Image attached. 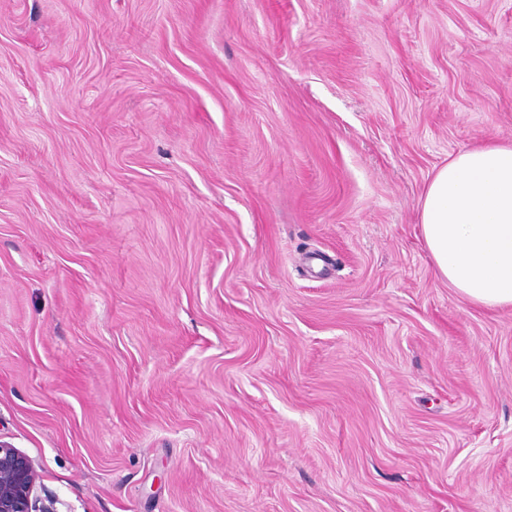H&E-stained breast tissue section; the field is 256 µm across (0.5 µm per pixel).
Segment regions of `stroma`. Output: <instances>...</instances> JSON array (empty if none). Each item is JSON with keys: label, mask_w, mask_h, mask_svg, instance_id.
Returning <instances> with one entry per match:
<instances>
[{"label": "stroma", "mask_w": 512, "mask_h": 512, "mask_svg": "<svg viewBox=\"0 0 512 512\" xmlns=\"http://www.w3.org/2000/svg\"><path fill=\"white\" fill-rule=\"evenodd\" d=\"M512 143V0H0V440L56 512H512V307L420 203Z\"/></svg>", "instance_id": "obj_1"}]
</instances>
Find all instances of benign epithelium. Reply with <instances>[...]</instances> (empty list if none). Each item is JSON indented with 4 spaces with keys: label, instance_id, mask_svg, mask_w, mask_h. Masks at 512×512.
I'll return each instance as SVG.
<instances>
[{
    "label": "benign epithelium",
    "instance_id": "benign-epithelium-1",
    "mask_svg": "<svg viewBox=\"0 0 512 512\" xmlns=\"http://www.w3.org/2000/svg\"><path fill=\"white\" fill-rule=\"evenodd\" d=\"M38 479L33 462L19 449L0 440V512H53L34 496Z\"/></svg>",
    "mask_w": 512,
    "mask_h": 512
}]
</instances>
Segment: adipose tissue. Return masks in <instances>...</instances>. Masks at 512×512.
Returning a JSON list of instances; mask_svg holds the SVG:
<instances>
[{
    "instance_id": "1",
    "label": "adipose tissue",
    "mask_w": 512,
    "mask_h": 512,
    "mask_svg": "<svg viewBox=\"0 0 512 512\" xmlns=\"http://www.w3.org/2000/svg\"><path fill=\"white\" fill-rule=\"evenodd\" d=\"M420 224L439 279L471 303L512 307V146L473 147L437 168Z\"/></svg>"
}]
</instances>
